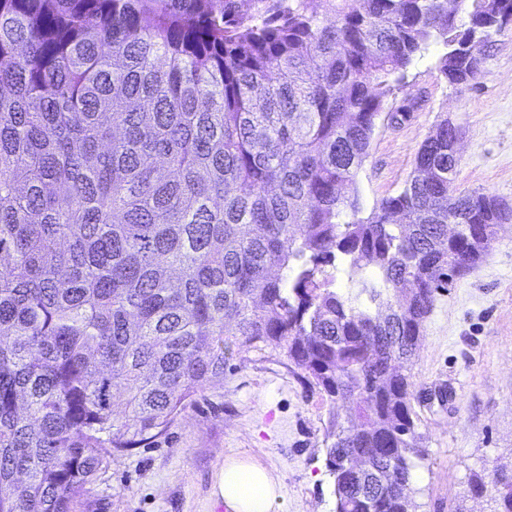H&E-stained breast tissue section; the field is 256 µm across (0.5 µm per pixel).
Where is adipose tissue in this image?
<instances>
[{
  "label": "adipose tissue",
  "instance_id": "obj_1",
  "mask_svg": "<svg viewBox=\"0 0 512 512\" xmlns=\"http://www.w3.org/2000/svg\"><path fill=\"white\" fill-rule=\"evenodd\" d=\"M210 495L224 501L229 512H273L280 482L252 458H229L214 474Z\"/></svg>",
  "mask_w": 512,
  "mask_h": 512
}]
</instances>
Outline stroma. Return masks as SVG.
<instances>
[{
    "mask_svg": "<svg viewBox=\"0 0 512 512\" xmlns=\"http://www.w3.org/2000/svg\"><path fill=\"white\" fill-rule=\"evenodd\" d=\"M440 45L415 60L376 121L357 177L364 209L398 193L443 118L461 132L454 187L512 204V25L484 52L482 76L449 84ZM417 431L426 456L412 472L413 512H497L477 477L512 475V223L489 255L434 297L411 363ZM348 405L304 385L276 352L226 356L224 378L149 448L115 457L76 489V512H216L210 495L225 459L246 455L278 476L277 512H335L325 428Z\"/></svg>",
    "mask_w": 512,
    "mask_h": 512,
    "instance_id": "35a3bbf8",
    "label": "stroma"
}]
</instances>
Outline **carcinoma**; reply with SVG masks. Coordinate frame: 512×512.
<instances>
[{
	"mask_svg": "<svg viewBox=\"0 0 512 512\" xmlns=\"http://www.w3.org/2000/svg\"><path fill=\"white\" fill-rule=\"evenodd\" d=\"M511 23L512 0H0V512H72L263 347L352 404L336 512H412L408 365L512 208L455 192L446 118L368 213L357 175L417 55L475 81L459 46Z\"/></svg>",
	"mask_w": 512,
	"mask_h": 512,
	"instance_id": "cac0c4a2",
	"label": "carcinoma"
}]
</instances>
